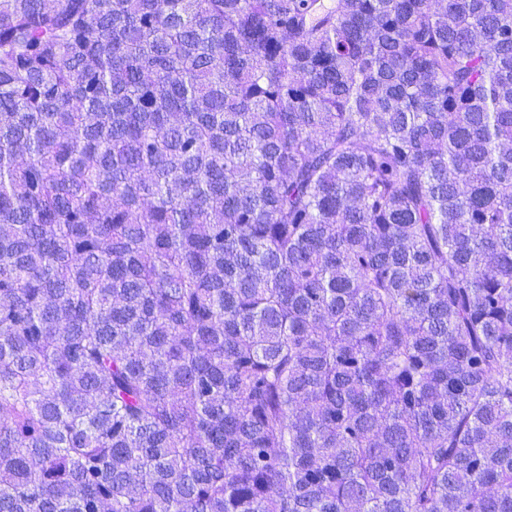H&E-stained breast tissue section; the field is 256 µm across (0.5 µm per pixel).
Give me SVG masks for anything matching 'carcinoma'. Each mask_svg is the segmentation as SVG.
Here are the masks:
<instances>
[{
	"instance_id": "obj_1",
	"label": "carcinoma",
	"mask_w": 512,
	"mask_h": 512,
	"mask_svg": "<svg viewBox=\"0 0 512 512\" xmlns=\"http://www.w3.org/2000/svg\"><path fill=\"white\" fill-rule=\"evenodd\" d=\"M0 512H512V0H0Z\"/></svg>"
}]
</instances>
